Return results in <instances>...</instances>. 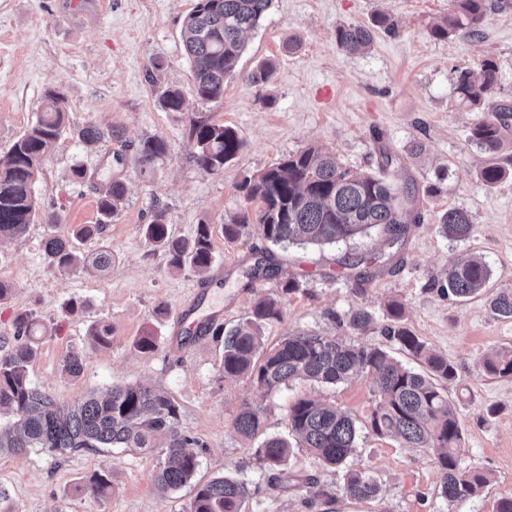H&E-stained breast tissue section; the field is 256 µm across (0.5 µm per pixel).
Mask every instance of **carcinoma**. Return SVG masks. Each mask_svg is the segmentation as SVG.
<instances>
[{"label":"carcinoma","mask_w":512,"mask_h":512,"mask_svg":"<svg viewBox=\"0 0 512 512\" xmlns=\"http://www.w3.org/2000/svg\"><path fill=\"white\" fill-rule=\"evenodd\" d=\"M271 0H195L184 20V46L192 64L198 98L220 102L224 98V79L237 70L245 50L244 35L255 29ZM487 0H451L448 15L433 25L429 35L445 40L459 32H474L484 21ZM392 30L394 22L378 13L371 24L336 27V45L349 55L364 54L371 48L377 29ZM493 62L483 61L475 68L457 72L455 92L458 103L476 107L497 85ZM61 94L49 90L35 121L0 159V238L23 235L37 219L33 185L42 163L67 129V113ZM160 104L167 112H183L188 105L182 92L165 88ZM512 120V107L500 105L491 115L474 125L470 139L485 151L497 150L503 133ZM88 145H95L112 132L88 126L79 132ZM189 138L194 142L196 165L214 173L233 160L243 146L238 133L208 118L192 121ZM168 152L160 137L144 140L138 148L141 173L153 170L157 160ZM508 178L507 170L489 165L480 180L495 186ZM248 201L257 200L261 209L255 215L262 237L276 245H325L364 237L380 227L385 243L395 245L406 225L420 222L415 209V187L406 180L398 187L369 172H354L339 166L336 157L319 147H308L268 169L247 176L238 186ZM127 186L115 177L97 200L98 223L85 224L69 235H51L44 241L45 254L61 271L74 272L86 262L100 271L112 268V251L100 250L84 257L77 243L101 235L121 210ZM250 224L248 214L224 224V238L238 240ZM440 233L452 240H464L472 231L468 214L458 208L443 212L438 221ZM145 236L167 257L176 269L189 266L205 271L213 263L210 225H197L189 239L173 237L164 223L163 213L155 212L144 225ZM491 268L481 256L451 265L439 281L443 294L471 299L485 292ZM494 315L512 319V293L501 292L488 300ZM281 316V302L272 298L255 304L248 318L229 331L219 328L223 339L224 376L247 375L263 395L286 388L298 380L336 385L354 377H365L373 384L375 403L369 416L372 432L391 437L406 448H423L432 453L440 473V496L448 510L473 498L486 483L485 475L463 465L462 428L456 410L448 401V385L458 379V371L448 358L432 351L404 323V309L394 303L387 310L389 324L385 336L422 366L415 370L377 346L355 343L338 336H324L308 330L289 335L267 347L263 325ZM373 321L366 310L346 315V326L362 331ZM15 343L0 355V410L14 417L13 424L0 428V453L19 455L43 451L57 455L85 449L127 448L158 455L152 476L154 486L163 493L194 484L195 492L187 512H242L248 495L245 482L229 476L194 482L199 466L194 447L203 442L183 433L180 411L163 391L138 383L114 385L92 393L78 403H58L47 391L34 385L28 365L38 350L44 329L30 314H16ZM92 344L106 346L112 339V326L94 325ZM493 375H512V347H502L482 361ZM84 370V356L69 354L63 372L78 377ZM288 433L324 467H345L358 447L356 418L335 405L305 396L288 406ZM233 428L248 440L260 439L255 455L264 471L280 476L286 473L290 444L281 436H267L262 410L245 407L235 417ZM313 498L329 506L336 501V490L316 480ZM112 487L111 467L104 464L93 471L84 490L93 498L107 496ZM342 493L356 500L378 496L380 486L369 473L346 471Z\"/></svg>","instance_id":"1"}]
</instances>
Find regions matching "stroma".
<instances>
[{"label": "stroma", "instance_id": "stroma-1", "mask_svg": "<svg viewBox=\"0 0 512 512\" xmlns=\"http://www.w3.org/2000/svg\"><path fill=\"white\" fill-rule=\"evenodd\" d=\"M449 4L272 0L246 39L236 73L224 80L223 101L214 104L197 99L182 40L194 0H92L88 7L72 0H0V158L34 121L46 90L62 95L69 117L34 184L37 221L23 236L0 240V281L13 288L0 301V344L11 347L16 313L28 312L41 322L47 333L29 366L30 379L66 405L123 382L167 392L180 409L181 429L204 443L196 451L197 480L245 481L243 512H323L307 479L342 486L345 470L321 467L296 446L287 481L272 479L261 471L254 444L232 427L241 406L250 403L262 409L267 434H286L287 409L303 394L357 418L363 429L348 468L367 471L381 487L374 499L339 496L336 512H446L432 454L399 447L367 427L374 402L368 379L337 385L307 381L263 396L250 377L225 376L220 342H193L181 355L168 350L175 312L208 275L170 267L145 238L143 226L158 210L180 238L208 223L214 264L224 269L221 284L213 288L224 309V327L246 319L255 301L269 296L281 300L282 314L265 325L266 344L308 329L382 346L402 361L405 353L382 328L388 304L403 306L407 327L457 368L448 397L459 415L465 461L487 477L480 494L456 512H494L499 499L512 496V377L481 373L479 361L512 345V319L496 317L487 304L489 296L512 292V127L496 152L481 150L468 135L495 106L512 107V0L489 12L474 33L434 39L428 30L447 15ZM379 12L397 27L377 31L368 53L349 56L337 47V25L367 24ZM486 59L498 71L495 91L481 107L459 105L457 71ZM266 61L274 65L271 78L251 84L250 74ZM169 86L182 91L186 111L160 106L159 95ZM325 86L332 88V98L320 96ZM200 115L232 127L244 141L217 174L203 172L193 160L188 130ZM88 125L113 130L114 136L85 145L78 132ZM151 137L163 138L169 152L147 176L137 149ZM311 145L333 153L342 167L371 173L377 170L378 147L389 148L420 191V223L409 225L392 247L375 236L351 245L282 248L264 241L252 226L243 238L226 240L225 220L259 209L240 194L241 181ZM491 164L510 170V178L485 185L479 172ZM79 165L93 171L94 180L73 181L71 171ZM114 177L128 187L124 205L101 237L80 246L87 255L111 249L112 270L60 273L44 253L45 239L97 223V190ZM450 208L469 214L474 232L468 240L440 234L438 217ZM50 213L57 215V225L46 223ZM262 251L272 254L281 274L248 280L245 272ZM367 255L377 258L374 277L353 279L349 262ZM473 255L483 256L492 270L485 295L462 302L441 296L435 283L444 268ZM288 275L302 286L285 296L281 279ZM73 300L79 307L72 312ZM360 308L374 317L369 327L355 332L339 325V318ZM101 321L112 327L105 347L88 336ZM148 333L157 348L145 353L136 342ZM75 351L85 363L82 375L73 378L62 364ZM104 461L112 466L113 488L95 499L82 486ZM156 463L154 456L124 448L65 456L1 454L0 487L8 498L0 505L7 512H186L192 489L157 491Z\"/></svg>", "mask_w": 512, "mask_h": 512}]
</instances>
